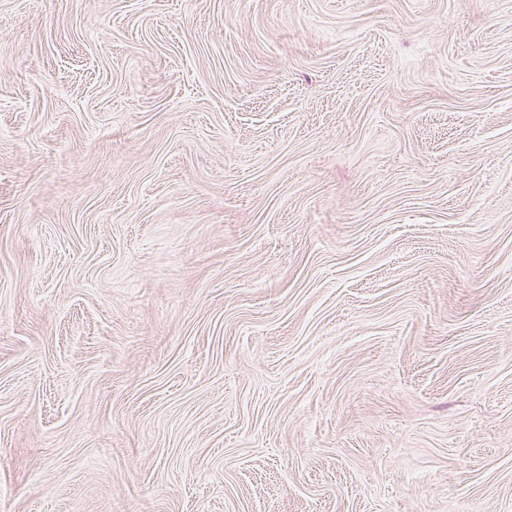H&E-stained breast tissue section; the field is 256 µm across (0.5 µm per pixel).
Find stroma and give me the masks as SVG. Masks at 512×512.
I'll return each instance as SVG.
<instances>
[{
	"instance_id": "35a3bbf8",
	"label": "stroma",
	"mask_w": 512,
	"mask_h": 512,
	"mask_svg": "<svg viewBox=\"0 0 512 512\" xmlns=\"http://www.w3.org/2000/svg\"><path fill=\"white\" fill-rule=\"evenodd\" d=\"M0 512H512V0H0Z\"/></svg>"
}]
</instances>
